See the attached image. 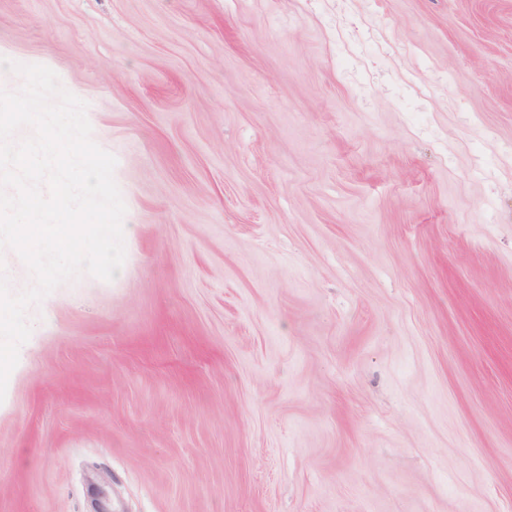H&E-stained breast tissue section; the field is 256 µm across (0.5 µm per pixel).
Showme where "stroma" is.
<instances>
[{"instance_id":"1","label":"stroma","mask_w":512,"mask_h":512,"mask_svg":"<svg viewBox=\"0 0 512 512\" xmlns=\"http://www.w3.org/2000/svg\"><path fill=\"white\" fill-rule=\"evenodd\" d=\"M0 56L136 227L28 311L0 512H512V0H0Z\"/></svg>"}]
</instances>
